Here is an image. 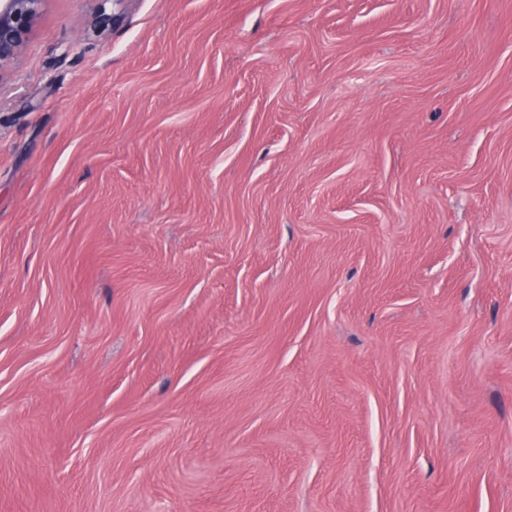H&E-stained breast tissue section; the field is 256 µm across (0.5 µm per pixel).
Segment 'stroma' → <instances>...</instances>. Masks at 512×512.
Instances as JSON below:
<instances>
[{"label": "stroma", "instance_id": "1", "mask_svg": "<svg viewBox=\"0 0 512 512\" xmlns=\"http://www.w3.org/2000/svg\"><path fill=\"white\" fill-rule=\"evenodd\" d=\"M95 7L0 80V512H512V0Z\"/></svg>", "mask_w": 512, "mask_h": 512}]
</instances>
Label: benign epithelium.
Here are the masks:
<instances>
[{
	"label": "benign epithelium",
	"instance_id": "1",
	"mask_svg": "<svg viewBox=\"0 0 512 512\" xmlns=\"http://www.w3.org/2000/svg\"><path fill=\"white\" fill-rule=\"evenodd\" d=\"M45 0H0V78L12 67L29 41ZM94 30L102 34L116 21L107 4L122 0H96Z\"/></svg>",
	"mask_w": 512,
	"mask_h": 512
}]
</instances>
